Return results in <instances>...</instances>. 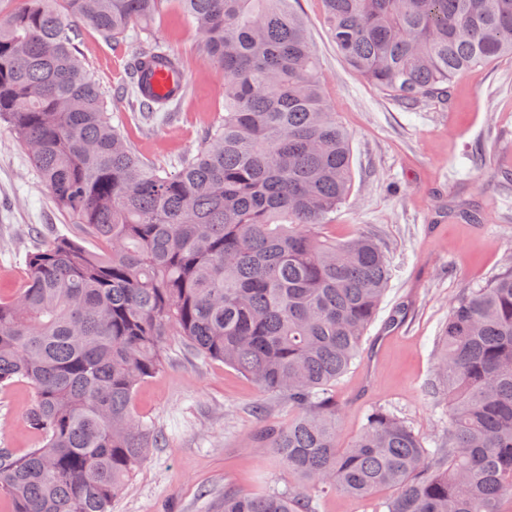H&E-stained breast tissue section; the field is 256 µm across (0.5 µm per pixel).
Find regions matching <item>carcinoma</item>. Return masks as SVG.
<instances>
[{
	"instance_id": "cac0c4a2",
	"label": "carcinoma",
	"mask_w": 512,
	"mask_h": 512,
	"mask_svg": "<svg viewBox=\"0 0 512 512\" xmlns=\"http://www.w3.org/2000/svg\"><path fill=\"white\" fill-rule=\"evenodd\" d=\"M0 15V122L58 207L99 245L55 237L27 259L23 288L0 293V386L33 393L40 441L0 450L9 512H112L162 436L133 408L182 336L296 410L253 441L288 474L327 492L395 494L387 512H500L512 498V266L449 302L437 341L439 447L381 406L339 444L329 393L359 356L388 290L381 246L324 232L349 197V137L329 105L295 0H16ZM347 65L409 106L512 58V0H322ZM176 9L202 62L224 79V117L206 147L170 171L112 124L78 55L74 16L114 44ZM183 57L141 42L129 73L146 122L169 101L143 90ZM223 512H315L299 494L224 489Z\"/></svg>"
}]
</instances>
